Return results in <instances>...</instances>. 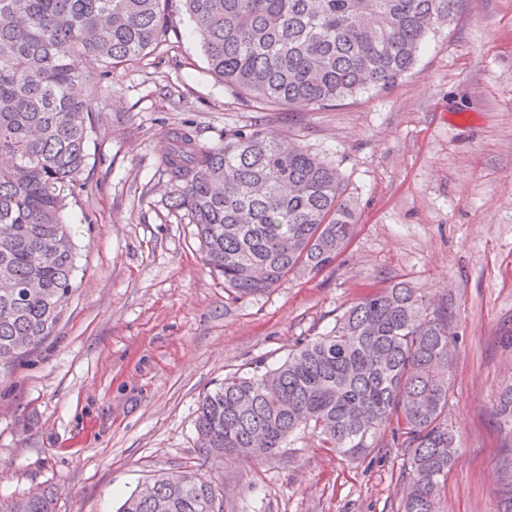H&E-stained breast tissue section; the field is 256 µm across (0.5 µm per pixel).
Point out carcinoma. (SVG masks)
I'll use <instances>...</instances> for the list:
<instances>
[{
	"instance_id": "obj_1",
	"label": "carcinoma",
	"mask_w": 512,
	"mask_h": 512,
	"mask_svg": "<svg viewBox=\"0 0 512 512\" xmlns=\"http://www.w3.org/2000/svg\"><path fill=\"white\" fill-rule=\"evenodd\" d=\"M192 22L208 71L264 111L321 109L387 92L459 0H0V368L38 348L74 288L63 218L82 189L98 82L161 44L173 2ZM159 167L168 209L196 226L204 265L241 299L293 273L317 274L358 223L331 163L269 126L204 146L188 121ZM448 317L405 282L377 288L296 342L283 362L230 372L200 401L207 457L262 461L307 432L348 459L391 433L411 468L399 512H441L462 455L448 424ZM512 438V384L495 406ZM4 512H54L45 490ZM119 512H224L218 486L189 466L161 471Z\"/></svg>"
}]
</instances>
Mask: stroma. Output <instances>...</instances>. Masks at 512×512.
I'll use <instances>...</instances> for the list:
<instances>
[{
	"label": "stroma",
	"mask_w": 512,
	"mask_h": 512,
	"mask_svg": "<svg viewBox=\"0 0 512 512\" xmlns=\"http://www.w3.org/2000/svg\"><path fill=\"white\" fill-rule=\"evenodd\" d=\"M169 46L116 70L66 220L75 291L51 337L0 370V506L38 490L56 512H117L160 471L198 468L224 512H398L407 457L348 460L306 438L266 461L203 457L206 391L329 332L351 302L406 281L448 317V419L463 453L443 512H501L512 481L494 413L512 383V0H462L386 93L257 112L212 77L186 15ZM189 121L207 146L262 121L336 166L358 217L336 263L240 301L168 210L157 157Z\"/></svg>",
	"instance_id": "1"
}]
</instances>
